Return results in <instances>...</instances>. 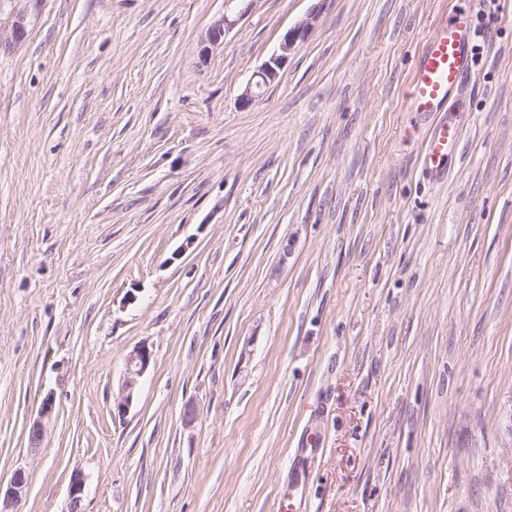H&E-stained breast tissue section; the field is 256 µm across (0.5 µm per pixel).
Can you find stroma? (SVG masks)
I'll return each instance as SVG.
<instances>
[{
  "label": "stroma",
  "instance_id": "stroma-1",
  "mask_svg": "<svg viewBox=\"0 0 512 512\" xmlns=\"http://www.w3.org/2000/svg\"><path fill=\"white\" fill-rule=\"evenodd\" d=\"M13 10L31 17L0 47L15 512H68L76 471L82 512H512V0H256L204 64L223 0H0ZM460 10L477 37L437 179L409 93ZM143 343L153 362L113 415ZM311 29L312 24L309 21H303L293 28L286 30L281 37L278 49L263 62L252 80L248 82L243 92L239 95L237 105L240 109L244 110L252 106L261 95L263 89L280 76L288 60V55L298 42L308 38ZM153 361L150 348L141 344L135 347L125 360V371L119 392L113 403V415L125 416L136 401L141 378ZM54 408L53 399L48 396L43 400L38 418H36L29 429V442L31 448H38L43 440L46 425L52 417Z\"/></svg>",
  "mask_w": 512,
  "mask_h": 512
}]
</instances>
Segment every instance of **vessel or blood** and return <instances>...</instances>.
<instances>
[{"label": "vessel or blood", "instance_id": "obj_1", "mask_svg": "<svg viewBox=\"0 0 512 512\" xmlns=\"http://www.w3.org/2000/svg\"><path fill=\"white\" fill-rule=\"evenodd\" d=\"M474 30L469 16L458 14L452 23L438 26L427 39L416 67L411 88L416 111L429 114L441 111L449 92L459 84L468 69L469 47ZM459 141V130L448 121H441L431 132L422 154L425 170H444L448 154Z\"/></svg>", "mask_w": 512, "mask_h": 512}]
</instances>
